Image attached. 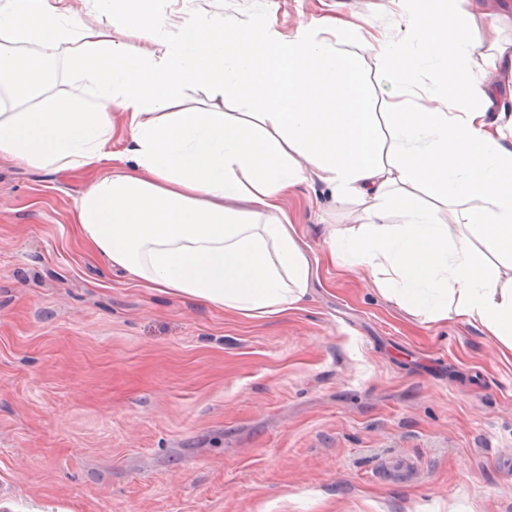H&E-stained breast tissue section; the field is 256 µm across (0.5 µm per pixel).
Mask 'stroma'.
<instances>
[{
  "mask_svg": "<svg viewBox=\"0 0 512 512\" xmlns=\"http://www.w3.org/2000/svg\"><path fill=\"white\" fill-rule=\"evenodd\" d=\"M291 36L344 16L399 39L390 0H158ZM90 177L0 160V504L44 512H512V351L322 263L362 208L285 200L316 271L249 320L90 257Z\"/></svg>",
  "mask_w": 512,
  "mask_h": 512,
  "instance_id": "obj_1",
  "label": "stroma"
}]
</instances>
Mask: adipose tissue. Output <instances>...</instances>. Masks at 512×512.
<instances>
[{"mask_svg":"<svg viewBox=\"0 0 512 512\" xmlns=\"http://www.w3.org/2000/svg\"><path fill=\"white\" fill-rule=\"evenodd\" d=\"M82 2L78 12L67 0H0V158L94 171L75 201L91 253L157 291L282 317L299 309L313 265L281 202L315 179L364 207L363 224L332 235L330 261L371 277L401 309L512 348V279L501 278L512 269V136L488 116L512 103V49L496 17L483 33L491 51L475 60L482 0H392L406 38L363 43L385 72L380 112L341 20L286 39L228 18L173 30L157 0ZM116 31L151 51H129ZM64 45L81 91L49 96ZM424 70L428 102L409 108L402 96ZM190 86L236 111L188 105ZM116 110L129 137L120 158ZM419 190L433 206L417 203ZM440 203L465 205L462 231L439 221Z\"/></svg>","mask_w":512,"mask_h":512,"instance_id":"1","label":"adipose tissue"}]
</instances>
